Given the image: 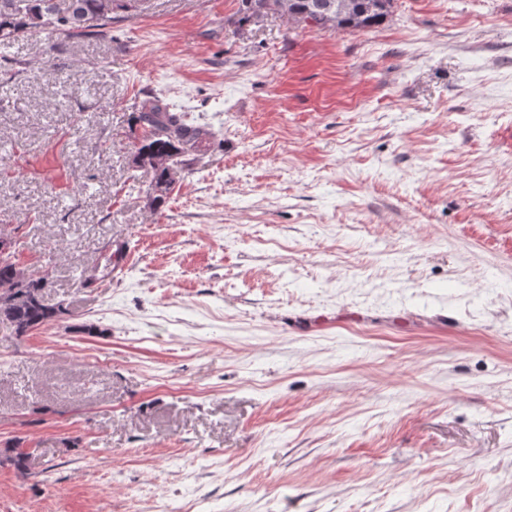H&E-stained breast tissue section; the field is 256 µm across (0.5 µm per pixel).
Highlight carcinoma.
I'll return each mask as SVG.
<instances>
[{"label": "carcinoma", "mask_w": 512, "mask_h": 512, "mask_svg": "<svg viewBox=\"0 0 512 512\" xmlns=\"http://www.w3.org/2000/svg\"><path fill=\"white\" fill-rule=\"evenodd\" d=\"M146 0H0V42L15 41L35 30L58 32L69 38L112 37V12ZM393 0H241L239 22H250L277 12L293 24H314L338 30L364 29L386 18ZM130 131L136 151L132 163L147 168L152 180L147 194L160 207L174 190L189 156L202 147H219L216 132L188 122L186 115L170 111L157 96L135 106ZM51 286L46 270L0 261V321L8 322L17 336L50 325L65 308L45 303Z\"/></svg>", "instance_id": "carcinoma-1"}]
</instances>
